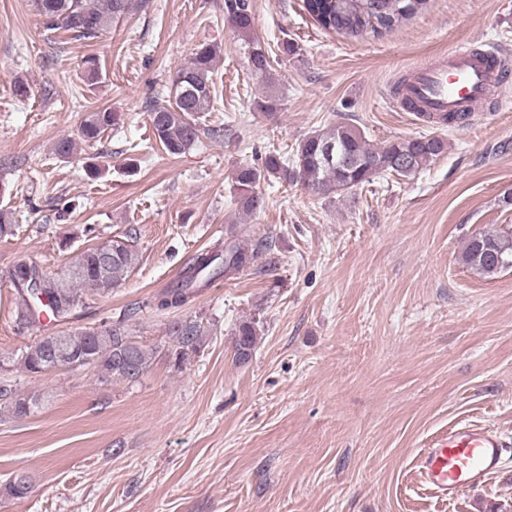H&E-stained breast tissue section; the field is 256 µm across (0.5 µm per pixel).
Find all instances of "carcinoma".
I'll list each match as a JSON object with an SVG mask.
<instances>
[{
	"label": "carcinoma",
	"mask_w": 512,
	"mask_h": 512,
	"mask_svg": "<svg viewBox=\"0 0 512 512\" xmlns=\"http://www.w3.org/2000/svg\"><path fill=\"white\" fill-rule=\"evenodd\" d=\"M429 0H304L308 14L326 31L346 37L370 33L381 37L400 22L423 11ZM39 16L47 30L59 32L70 40L93 42L103 32L122 19L131 8V0H35ZM225 9L231 23L243 37L249 49V64L259 77L270 68L269 52L260 40L252 36V18L247 0H225ZM217 51L209 44L200 45L190 61L181 66L168 89V99L150 112V125L156 142L170 155L185 153L201 142L203 136H217L223 129H203L198 115L214 107V61ZM119 116L108 109L91 113L80 127V138L97 141L112 127ZM328 144L344 146L348 164L322 163L321 150ZM448 149V141L439 133L418 137L397 138L383 145L370 144L364 133L346 123L332 124L315 130L298 143L293 164L288 155L274 149L265 155L260 166L239 167L234 176L233 189L240 209L246 213L264 207L265 199L259 191L261 182L276 174H287L314 196L330 198L348 194L369 185L385 174L407 176L429 166ZM224 245L195 255L181 276L168 288L141 306H132L123 312L112 329L94 332L89 327L61 331L58 341L41 337L21 351L20 362L26 372L39 375L49 362L48 355L55 344H60L73 356L89 355L101 381H135L150 368L159 348L147 346L131 335L129 321L141 307L161 311L179 309L191 302L212 282L239 275L250 269L269 243L260 241L254 248L242 246L231 235ZM137 261L133 246L124 240H111L79 254L73 261L59 266L53 272L24 258L18 259L10 272L17 293L14 326L20 333L35 331L41 325L43 312L61 322L70 319L79 295L92 293L108 295L121 287ZM462 261L476 273L492 277L512 267V228L479 232L467 242ZM38 271L42 287L53 296V304H45L37 296L26 300L22 290L27 288L26 274ZM170 342L165 355L173 365L182 366L188 357L200 351L206 340L202 322L192 319L173 320L167 325ZM258 336L257 321L239 323L235 331L234 358L244 363L252 356ZM0 403L15 418L29 415L37 408L36 394H23L7 378H0ZM6 494L16 500L28 497L29 477L15 476L5 487Z\"/></svg>",
	"instance_id": "obj_1"
}]
</instances>
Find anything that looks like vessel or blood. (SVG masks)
Returning a JSON list of instances; mask_svg holds the SVG:
<instances>
[{
  "instance_id": "obj_1",
  "label": "vessel or blood",
  "mask_w": 512,
  "mask_h": 512,
  "mask_svg": "<svg viewBox=\"0 0 512 512\" xmlns=\"http://www.w3.org/2000/svg\"><path fill=\"white\" fill-rule=\"evenodd\" d=\"M500 52L477 49L474 42L454 44L437 61L414 67L405 95L419 118L440 122L451 114H482L483 104L503 79ZM512 445L496 431L459 423L437 436L418 456L426 485L448 497L474 488L499 471Z\"/></svg>"
}]
</instances>
